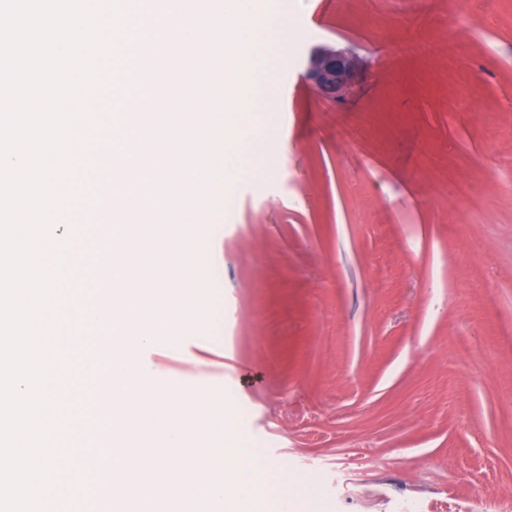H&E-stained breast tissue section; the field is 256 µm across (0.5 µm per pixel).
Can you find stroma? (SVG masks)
Instances as JSON below:
<instances>
[{
	"label": "stroma",
	"instance_id": "1",
	"mask_svg": "<svg viewBox=\"0 0 512 512\" xmlns=\"http://www.w3.org/2000/svg\"><path fill=\"white\" fill-rule=\"evenodd\" d=\"M258 170L213 174L212 312L149 355L316 512H512V0H262ZM356 54L344 101L306 71ZM472 186L458 198L457 184Z\"/></svg>",
	"mask_w": 512,
	"mask_h": 512
}]
</instances>
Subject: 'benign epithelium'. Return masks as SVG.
I'll return each mask as SVG.
<instances>
[{"instance_id":"obj_1","label":"benign epithelium","mask_w":512,"mask_h":512,"mask_svg":"<svg viewBox=\"0 0 512 512\" xmlns=\"http://www.w3.org/2000/svg\"><path fill=\"white\" fill-rule=\"evenodd\" d=\"M359 58L349 52L330 47L313 50L309 56L308 79L321 94L342 98L349 93Z\"/></svg>"}]
</instances>
